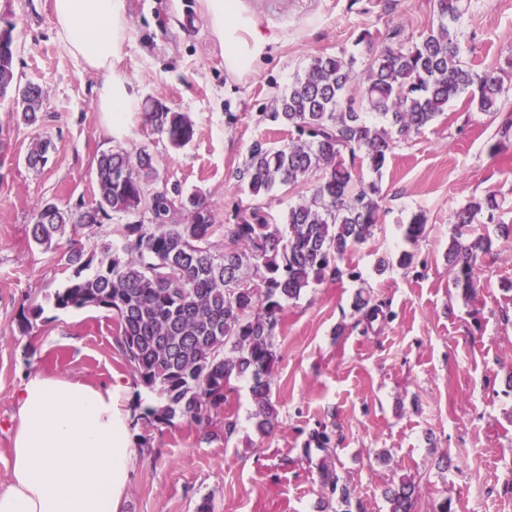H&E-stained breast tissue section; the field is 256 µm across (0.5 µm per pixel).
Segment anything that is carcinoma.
I'll list each match as a JSON object with an SVG mask.
<instances>
[{
    "mask_svg": "<svg viewBox=\"0 0 512 512\" xmlns=\"http://www.w3.org/2000/svg\"><path fill=\"white\" fill-rule=\"evenodd\" d=\"M470 0H433V24L418 40L398 25L387 26L383 44L367 47L365 69L357 58L319 56L277 96L264 121L288 128L277 145L255 141L241 170L249 193L268 194L278 186H308L288 207L283 222L271 223L254 208L235 224L217 223L213 206L199 194L159 181L147 146L131 154L112 149L96 163L97 198L61 207L45 202L29 225L32 240L52 245L67 227L97 236L111 221L118 242L103 241L93 258L81 241L70 240L66 261L74 278L54 292L60 310L94 307L112 313L119 347L137 382L159 395L144 417L170 426L190 420L200 433L226 413L231 378L248 377L256 403L257 427L267 432L276 411L270 402L271 377L278 359L274 338L284 303L339 273L379 219L381 185L357 176L355 161L381 174L394 144L417 135L465 93L468 107L503 115L502 139L512 138V111L495 64L465 61L458 25ZM0 44V102L20 111L27 124L38 121L32 102L13 93L23 85L16 70L14 29ZM143 126L180 149L192 141L191 118L182 112H143ZM52 141L33 143L29 167L48 161ZM500 208L489 192L471 198L454 214L461 227L494 222ZM425 216L414 215L405 239L423 237ZM223 241L222 250L213 239ZM485 237L458 232L446 254L457 288H475L478 253ZM44 308L22 312L27 331ZM391 512H414L415 486L403 481L387 491Z\"/></svg>",
    "mask_w": 512,
    "mask_h": 512,
    "instance_id": "obj_1",
    "label": "carcinoma"
}]
</instances>
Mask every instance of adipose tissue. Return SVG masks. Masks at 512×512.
<instances>
[{"instance_id": "obj_1", "label": "adipose tissue", "mask_w": 512, "mask_h": 512, "mask_svg": "<svg viewBox=\"0 0 512 512\" xmlns=\"http://www.w3.org/2000/svg\"><path fill=\"white\" fill-rule=\"evenodd\" d=\"M230 73L250 70L270 41L238 11L237 0H205ZM56 34L98 77L96 109L108 125L139 109L115 68L127 40L126 0H53ZM123 384L93 386L40 371L17 397L10 483L0 512H120L134 455Z\"/></svg>"}]
</instances>
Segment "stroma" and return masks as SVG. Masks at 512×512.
<instances>
[{"instance_id":"stroma-1","label":"stroma","mask_w":512,"mask_h":512,"mask_svg":"<svg viewBox=\"0 0 512 512\" xmlns=\"http://www.w3.org/2000/svg\"><path fill=\"white\" fill-rule=\"evenodd\" d=\"M52 0H0L15 25L16 65L45 91L42 122L22 123L0 108V489L9 484L11 434L19 387L34 368L91 385H127L136 446L121 512H341L328 475L338 476L351 512H389L385 492L407 480L418 491L414 512H512V237L496 224L473 231L492 239L480 254L474 292L454 285L445 255L455 234L452 213L496 192L499 222L512 224V140L458 99L414 137L396 143L379 183V220L341 263L342 275L285 306L276 332L278 360L270 398L277 422L256 426L249 379L228 395L232 430L211 437L183 419L157 426L143 419L158 396L140 386L118 345L110 312L55 309L52 294L74 269L66 241L33 243L35 207L97 195L96 159L115 148L148 146L160 178L202 194L219 223L261 207L281 221L296 191L275 188L254 198L238 179L255 140L286 139L282 126L258 122L292 77L319 55H355L380 43L387 23L420 37L433 21V0H239L241 13L273 42L252 71L224 68V47L209 27L203 0H127L128 39L120 72L139 99L157 98L194 123L193 140L174 149L146 134L139 113L108 130L97 112L96 74L84 70L54 28ZM471 62L497 64L512 105V0H472L462 25ZM235 122H227V113ZM50 139L44 168L25 156ZM426 233L408 247L414 214ZM415 258L402 266V251ZM387 269H379L380 259ZM378 308L367 322L359 302ZM44 308L28 333L23 309ZM326 433L325 449L309 448Z\"/></svg>"}]
</instances>
